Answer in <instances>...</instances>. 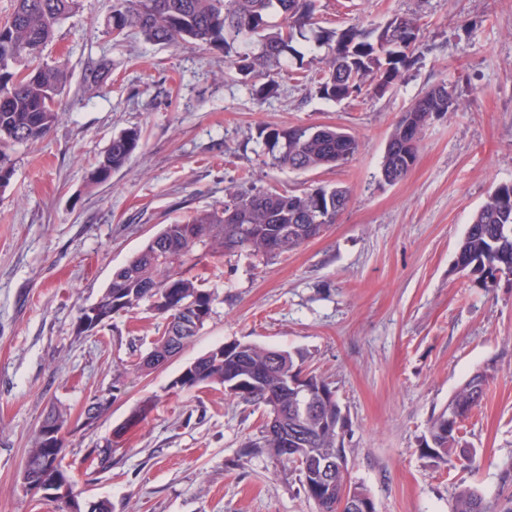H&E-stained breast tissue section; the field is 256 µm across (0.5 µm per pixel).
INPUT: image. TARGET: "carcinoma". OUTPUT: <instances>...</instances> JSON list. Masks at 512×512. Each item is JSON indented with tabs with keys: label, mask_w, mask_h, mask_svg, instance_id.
<instances>
[{
	"label": "carcinoma",
	"mask_w": 512,
	"mask_h": 512,
	"mask_svg": "<svg viewBox=\"0 0 512 512\" xmlns=\"http://www.w3.org/2000/svg\"><path fill=\"white\" fill-rule=\"evenodd\" d=\"M81 0H14L13 10L0 25V186L10 182L14 169L8 152L17 146L46 137L58 119V96L68 81L63 64L42 62V53L57 27L80 8ZM320 0H112L109 30L116 43L130 32L162 45L193 41L224 52L225 61L240 74H257L266 82L254 88L265 99L277 93L274 71L293 60H302L308 43L325 49L317 80L318 93L334 102L355 100L363 95L383 94L415 61L420 26L408 15H395L384 25L364 29L356 24L344 28L319 25ZM111 67L101 59L90 63L84 80L106 82ZM458 98L453 87L437 84L421 92L393 128L383 155L381 171L397 183L414 166L422 133L431 118L454 111ZM264 145L263 164L272 168L306 173L349 162L359 151V139L332 126H265L259 132ZM140 132L126 131L114 138L91 174L95 183L108 181L112 172L124 167L139 146ZM348 189L320 186L316 191L282 194L275 189L251 193L234 191L221 209L203 210L191 219L167 224L112 278L100 298L98 324L120 311L129 312L144 300L151 301L156 315L170 325L188 319L195 311L211 317L214 291L204 287L194 270L210 261L242 251L273 259L320 235L336 223L347 208ZM512 226V183L501 184L475 212L460 241L455 265L462 271L495 278L512 274V234L501 227ZM164 329L153 343V354L141 358L137 368L149 371L161 358L176 356L197 334L189 329L170 339ZM303 353L271 349L252 343L234 342L216 347L196 360L177 392L201 385L228 383L243 378L250 384L239 398L261 405L288 435V446L262 434L250 444L273 457L295 462L292 448H302L315 458H324L336 447V433L324 421L341 413L335 390L321 381L331 398L319 401L314 415L302 418L299 397L283 386L282 376L303 367ZM491 374H473L455 392L454 419L446 421L442 409L431 421L435 433L423 440L424 455L437 463L470 464L474 449H465L460 429L485 395ZM153 398L140 401L131 413V425L145 420L155 407ZM108 409L97 398L85 410L83 424L90 427ZM46 418L57 425L56 446L44 447L34 437L26 465L35 488L71 480L62 465L66 448L67 419L56 410ZM303 489L320 512H344L341 488L344 474L336 470L325 488L302 474ZM454 512H490L482 496L462 488L456 495Z\"/></svg>",
	"instance_id": "cac0c4a2"
}]
</instances>
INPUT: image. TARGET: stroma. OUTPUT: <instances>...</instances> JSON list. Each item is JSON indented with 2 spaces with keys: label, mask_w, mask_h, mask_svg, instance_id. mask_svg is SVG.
<instances>
[{
  "label": "stroma",
  "mask_w": 512,
  "mask_h": 512,
  "mask_svg": "<svg viewBox=\"0 0 512 512\" xmlns=\"http://www.w3.org/2000/svg\"><path fill=\"white\" fill-rule=\"evenodd\" d=\"M327 26L420 19V56L382 96L340 103L296 83L291 68L260 100L228 72L223 52L161 46L108 33L112 0H82L43 52L71 77L43 140L16 147L0 187V512H53L23 492L20 475L43 416L78 419L94 397L110 406L68 438L63 464L81 498L112 512H318L295 468L248 451L264 407L211 384H171L211 349L248 342L305 355L331 384L346 419L352 482L376 512H453L461 488L502 512L512 501V279L495 286L455 267L475 211L512 182V0H321ZM109 60L106 84L83 80ZM453 86L455 111L425 127L407 176L381 164L401 113L423 90ZM330 125L356 134L353 160L302 175L265 166L259 131ZM141 132L129 162L104 184L91 171L112 138ZM348 189L347 209L320 237L288 254L247 252L203 269L216 301L180 354L136 369L163 326L149 302L89 333L78 309L97 301L113 271L164 225L222 206L248 187L301 193ZM491 380L462 430L472 466L421 453L433 415L475 372ZM155 409L122 438L138 403Z\"/></svg>",
  "instance_id": "1"
}]
</instances>
